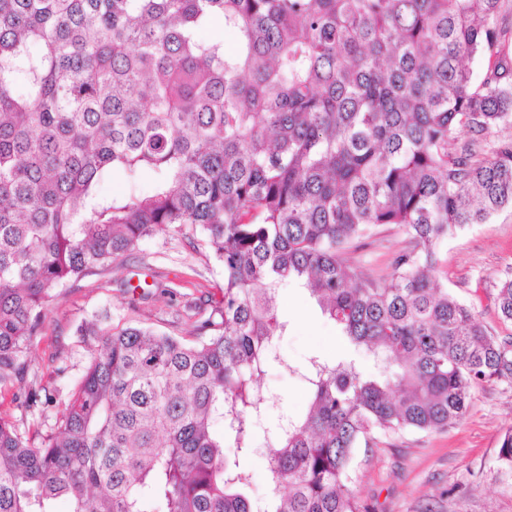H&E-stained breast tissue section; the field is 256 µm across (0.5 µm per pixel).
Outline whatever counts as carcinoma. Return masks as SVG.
I'll use <instances>...</instances> for the list:
<instances>
[{
  "label": "carcinoma",
  "mask_w": 512,
  "mask_h": 512,
  "mask_svg": "<svg viewBox=\"0 0 512 512\" xmlns=\"http://www.w3.org/2000/svg\"><path fill=\"white\" fill-rule=\"evenodd\" d=\"M500 2L0 0V387L22 385L55 290L142 240L190 226L224 267L188 338L78 329L98 349L57 432L32 447L0 417V512H55L62 496L71 512H364L357 448L445 431L472 387L512 383V339L436 277L448 237L512 207V140L482 159L448 152L457 130L512 124ZM216 24L233 49L205 37ZM116 173L129 190L106 197ZM384 225L414 247L380 281L344 250ZM290 282L378 372L279 358ZM495 301L512 323V278ZM273 364L307 383L304 417L265 424ZM260 427L265 509L225 452L254 451Z\"/></svg>",
  "instance_id": "obj_1"
}]
</instances>
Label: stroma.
Here are the masks:
<instances>
[{"label":"stroma","mask_w":512,"mask_h":512,"mask_svg":"<svg viewBox=\"0 0 512 512\" xmlns=\"http://www.w3.org/2000/svg\"><path fill=\"white\" fill-rule=\"evenodd\" d=\"M412 247L397 228L383 226L354 240L346 257L353 267L382 279L394 257ZM439 258L449 291L473 307L492 334L512 336V324L499 318L495 305L496 284L512 278V207L449 237ZM223 283L222 265L188 228L142 241L123 265L69 283L47 304L42 328L24 355L27 386L49 391L54 403L25 409L15 403L12 389L4 388L0 415L13 421L30 445L40 446L97 348L94 338L78 335V327L106 311L113 326L144 325L182 336L194 317L210 314L207 297ZM276 308L288 324L277 346L282 363L261 385L280 399L272 416H299L309 402L300 368L315 356H340L349 342L295 284L279 289ZM511 428L512 384L476 386L465 417L448 431L386 434L357 449L351 488L369 512H512V467L499 459L501 437Z\"/></svg>","instance_id":"obj_1"}]
</instances>
